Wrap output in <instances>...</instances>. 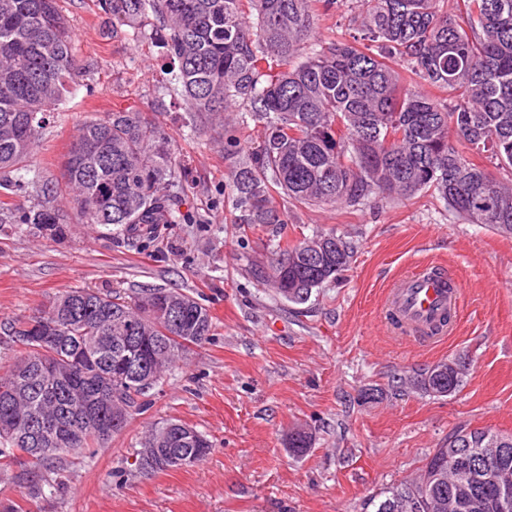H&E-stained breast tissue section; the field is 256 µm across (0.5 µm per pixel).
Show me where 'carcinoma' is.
Returning a JSON list of instances; mask_svg holds the SVG:
<instances>
[{"label": "carcinoma", "mask_w": 512, "mask_h": 512, "mask_svg": "<svg viewBox=\"0 0 512 512\" xmlns=\"http://www.w3.org/2000/svg\"><path fill=\"white\" fill-rule=\"evenodd\" d=\"M325 9L346 0H101L112 24L148 36L168 59L171 83L193 112L221 113L237 102L264 121L257 149L241 156L230 140L224 161L236 168V204L249 224H282L270 191L302 205L357 207L371 198L394 201L423 192L443 199L472 224L512 235V0H359L364 17L350 40L315 37L313 3ZM161 25L145 34L150 18ZM76 72L71 36L57 0H0V188L15 192L40 182L28 161L52 107L70 92ZM444 91L451 98H440ZM166 130L136 110L113 112L81 125L63 165L65 187L85 223L154 238L177 223L181 172ZM483 156L494 170L468 155ZM21 224L61 231L60 214L48 206L22 213ZM353 247L334 232L278 246L271 271L277 294L292 304L337 280L352 262ZM85 300L82 317L60 318L39 309L30 320L46 323L54 339L22 337L23 323L4 325L25 354L0 374V468L15 453L33 471L49 469L61 455L108 441L90 425L80 435L39 454L9 430L26 406L68 421L83 413L75 392L56 399L48 389L15 402L25 388L18 368L53 361L73 371L89 391L105 385L121 394L126 409L111 435L126 430L139 400L164 381L166 369L189 346L204 344L212 316L192 296L178 324L156 315L167 291L144 288L135 295L73 289ZM136 345L160 340L153 379L144 384L115 369L122 337ZM98 357L88 377L70 363L74 351ZM466 366L449 358L397 383L433 397L464 384ZM174 441L157 449L165 457L202 461L213 448L197 429L169 420L154 427L140 448L154 447L162 432ZM509 448L491 463L495 481L483 480V438ZM288 451L301 456L312 433L290 432ZM427 494L446 501L445 512H497V489L512 490V434L460 427L425 459ZM401 483L369 499L364 512H409L397 497Z\"/></svg>", "instance_id": "obj_1"}]
</instances>
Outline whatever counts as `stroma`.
<instances>
[{
  "instance_id": "stroma-1",
  "label": "stroma",
  "mask_w": 512,
  "mask_h": 512,
  "mask_svg": "<svg viewBox=\"0 0 512 512\" xmlns=\"http://www.w3.org/2000/svg\"><path fill=\"white\" fill-rule=\"evenodd\" d=\"M60 8L75 84L30 159L59 189L4 198L0 323L27 320L72 288H166L193 296L213 328L143 397L123 433L64 455L53 471L19 462L0 471V512H362L369 497L415 477L455 428L512 434V235L468 223L428 193L335 209L278 194L283 223H245L225 138L234 134L250 153L262 122L242 104L220 119L189 111L165 88L159 48L112 28L97 0H60ZM131 109L165 128L187 171L182 222L149 243L84 224L60 186L80 125ZM42 205L65 214L63 234L15 222ZM330 231L355 245L350 269L307 303L277 296L263 276L279 240ZM425 264L462 283L456 331L439 342L402 334L385 316L392 281ZM458 355L467 376L456 393L396 395L394 377ZM365 388L377 389L376 400L360 399ZM166 420L195 427L213 448L195 465L142 475L138 442ZM299 427L313 444L295 457L286 439Z\"/></svg>"
}]
</instances>
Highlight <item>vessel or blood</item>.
Wrapping results in <instances>:
<instances>
[{
  "label": "vessel or blood",
  "instance_id": "vessel-or-blood-1",
  "mask_svg": "<svg viewBox=\"0 0 512 512\" xmlns=\"http://www.w3.org/2000/svg\"><path fill=\"white\" fill-rule=\"evenodd\" d=\"M459 296V284L442 273L410 272L393 288L390 309L413 333L435 336L444 331V321L455 312Z\"/></svg>",
  "mask_w": 512,
  "mask_h": 512
}]
</instances>
